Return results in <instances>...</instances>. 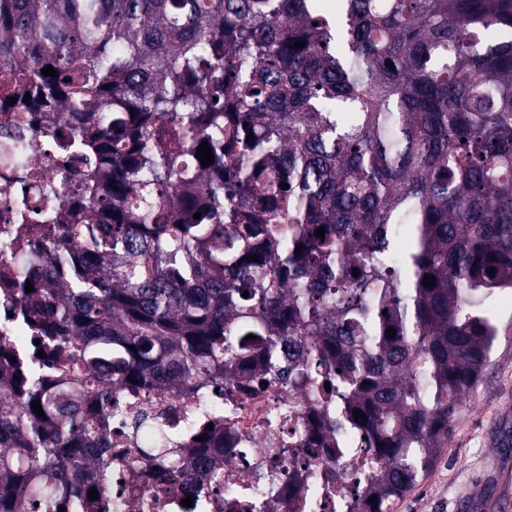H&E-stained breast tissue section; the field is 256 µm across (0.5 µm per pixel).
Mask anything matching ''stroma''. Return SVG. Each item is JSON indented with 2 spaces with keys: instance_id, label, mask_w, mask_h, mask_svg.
<instances>
[{
  "instance_id": "1",
  "label": "stroma",
  "mask_w": 512,
  "mask_h": 512,
  "mask_svg": "<svg viewBox=\"0 0 512 512\" xmlns=\"http://www.w3.org/2000/svg\"><path fill=\"white\" fill-rule=\"evenodd\" d=\"M485 306L499 327L491 359L464 406L433 470L400 500L395 512H498L512 486L502 484L512 470V447L502 430L512 431V292H498Z\"/></svg>"
}]
</instances>
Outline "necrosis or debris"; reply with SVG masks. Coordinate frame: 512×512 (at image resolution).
Segmentation results:
<instances>
[{
  "label": "necrosis or debris",
  "instance_id": "necrosis-or-debris-1",
  "mask_svg": "<svg viewBox=\"0 0 512 512\" xmlns=\"http://www.w3.org/2000/svg\"><path fill=\"white\" fill-rule=\"evenodd\" d=\"M59 126V114L53 109H0V369L30 349L25 317L28 295L23 285L31 270L20 260L17 236L23 228L37 227L44 212L58 208L76 213L81 210V170L77 161L61 151L54 140L42 135L44 129ZM31 157L41 165V179L37 182L26 171V161ZM55 179L60 182L57 197H45L41 181ZM306 398L304 391L285 387L246 396L235 406L231 418L218 424L224 437L212 439L206 454L222 472L225 491H216L207 481L172 484L150 467L134 476L120 470L113 472L112 487L122 496V512H139L142 501L152 498L158 489L163 492L161 512H248L254 505L260 506L262 512H336L335 498L310 503L288 482L272 488L258 479L259 473L267 471L274 449L314 437L316 428L308 419L297 424L287 422L278 428L267 424L275 407L293 403L302 406ZM121 406V414L112 423L113 447L123 448L130 442L138 448L150 447L148 431L132 426L141 413L170 422L177 432L191 431L192 412L171 390L161 388L137 398L126 395ZM188 497L193 503L186 508L181 501Z\"/></svg>",
  "mask_w": 512,
  "mask_h": 512
}]
</instances>
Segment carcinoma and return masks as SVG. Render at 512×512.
<instances>
[{"label": "carcinoma", "mask_w": 512, "mask_h": 512, "mask_svg": "<svg viewBox=\"0 0 512 512\" xmlns=\"http://www.w3.org/2000/svg\"><path fill=\"white\" fill-rule=\"evenodd\" d=\"M336 11L0 0V68L19 72L0 102L81 118L87 212L28 247L52 259L32 271L36 340L77 376L35 357L0 374V512H80L94 457L102 479L145 462L186 479L164 422L112 455V394L232 385L244 361L309 390L288 419L310 412L363 470L351 500L339 471L288 474L310 500L394 512L448 446L498 336L484 302L512 288V0ZM302 340L313 356L283 361Z\"/></svg>", "instance_id": "obj_1"}]
</instances>
